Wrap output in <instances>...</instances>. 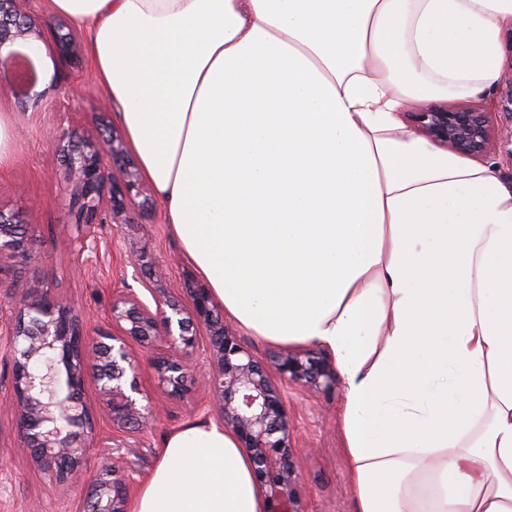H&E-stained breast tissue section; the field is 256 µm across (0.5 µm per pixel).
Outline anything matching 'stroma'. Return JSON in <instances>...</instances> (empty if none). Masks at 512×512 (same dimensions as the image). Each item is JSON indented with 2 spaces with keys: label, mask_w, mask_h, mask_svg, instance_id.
Returning a JSON list of instances; mask_svg holds the SVG:
<instances>
[{
  "label": "stroma",
  "mask_w": 512,
  "mask_h": 512,
  "mask_svg": "<svg viewBox=\"0 0 512 512\" xmlns=\"http://www.w3.org/2000/svg\"><path fill=\"white\" fill-rule=\"evenodd\" d=\"M21 7L42 32L36 93L63 86L74 89L76 96L67 109L58 111L40 104H21L8 90L0 89V120L13 132L11 156L0 165V207L21 213L37 248L30 264L12 269L10 288H0V338L11 322L14 299L24 294L32 280L43 282L72 307L84 332H108L112 329L108 308L113 293L144 292L143 275L128 264L130 253L144 254L147 262L159 265L161 274L153 279V287L178 298L183 295L185 278L196 275L197 270L170 235L162 211L146 213L134 202L128 203L118 223L97 226V250L78 251L68 211L72 187L64 179L65 167L47 132L72 124L105 134L119 123L113 113L98 110L104 96L91 79L93 63L84 34L73 31L66 18L47 14L45 0H23ZM68 32L77 43L72 58L61 56L56 48L57 35ZM500 42L503 65L492 93L464 101L465 106L490 111L494 132L504 119L494 106L512 88V26L502 30ZM137 381L157 414L142 430L119 436L101 412L94 380H86L82 399L94 418L98 442L73 474L71 491L64 498L58 493L54 471L20 451L17 408L0 406V512H81L95 475L105 467L129 475L131 491H138L155 467L161 440L168 431L196 418H219L208 404L205 386H198L188 399L169 397L146 365ZM344 397L341 387L331 394L288 391L306 512H355L340 425Z\"/></svg>",
  "instance_id": "1"
}]
</instances>
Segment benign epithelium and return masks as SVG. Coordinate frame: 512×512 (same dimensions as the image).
Wrapping results in <instances>:
<instances>
[{"instance_id": "7a95c632", "label": "benign epithelium", "mask_w": 512, "mask_h": 512, "mask_svg": "<svg viewBox=\"0 0 512 512\" xmlns=\"http://www.w3.org/2000/svg\"><path fill=\"white\" fill-rule=\"evenodd\" d=\"M40 30L18 7V0H0V67L7 88L18 101L29 99L35 70L21 74L13 60L19 48L35 50ZM413 125L431 142L459 155L496 156L512 146V125L500 143L490 139L488 113L467 108L430 106L409 113ZM51 144L66 158L65 179L73 186L70 211L79 250L97 247L96 225L103 216L117 219L127 203H152L151 188L123 163V141L117 133L90 138L74 128H59ZM17 211L0 208V263L27 264L32 245L21 229ZM153 305L138 295H112V331L89 337L71 308L33 280L14 303L6 347L13 361V391L19 408L21 448L53 468L60 485L67 484L96 436L88 408L81 401L87 375L94 378L104 416L115 432L128 433L149 423V406L136 378L148 364L158 385L174 398H189L199 381L208 386L224 429L231 431L252 460L265 490V512H305L298 491L299 456L288 414L286 389L315 393L336 391V362L321 347L282 348L269 360L257 358L237 334L224 325L210 288L189 280L185 305L145 286ZM208 341L199 343L197 329ZM166 347L156 356L146 348ZM142 347L137 352L133 344ZM130 487L115 470L95 479L83 512H126Z\"/></svg>"}]
</instances>
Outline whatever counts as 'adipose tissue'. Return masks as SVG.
I'll return each mask as SVG.
<instances>
[{"label":"adipose tissue","instance_id":"obj_1","mask_svg":"<svg viewBox=\"0 0 512 512\" xmlns=\"http://www.w3.org/2000/svg\"><path fill=\"white\" fill-rule=\"evenodd\" d=\"M248 335L334 356L355 512H512V182L403 121L497 79L512 0H48ZM133 512H263L212 420Z\"/></svg>","mask_w":512,"mask_h":512}]
</instances>
